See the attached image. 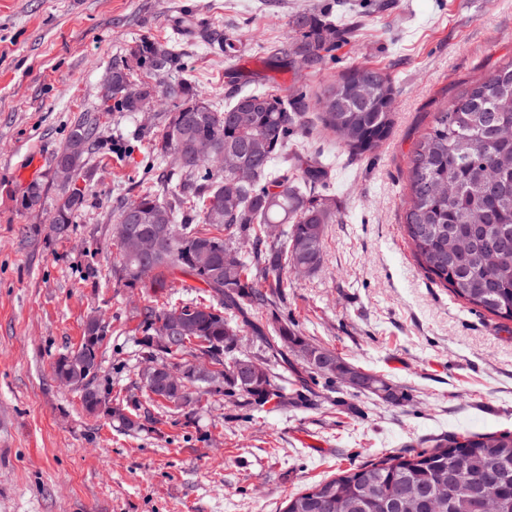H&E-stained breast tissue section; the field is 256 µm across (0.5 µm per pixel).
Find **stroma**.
Returning a JSON list of instances; mask_svg holds the SVG:
<instances>
[{"label":"stroma","instance_id":"35a3bbf8","mask_svg":"<svg viewBox=\"0 0 512 512\" xmlns=\"http://www.w3.org/2000/svg\"><path fill=\"white\" fill-rule=\"evenodd\" d=\"M322 11L351 29L326 62L282 54L302 38L293 15ZM146 39L178 48L163 76L136 64ZM510 60L512 0H0V512H282L290 495L383 454L512 431V322L428 279L400 224L408 160L433 112ZM362 63L390 75L393 125L352 157L314 102ZM116 64L131 83L157 86L150 111L103 99ZM184 82L219 108L253 89L288 103L306 95L297 143L327 165L337 221L320 268L289 275L262 315L380 376L404 402L306 374L297 353L287 368L309 390L295 405H248L220 380L196 384L201 405L180 411L147 398L138 312L154 294L113 277L112 227L121 205L161 185L152 132L173 107L166 89ZM90 117L99 142L73 182L85 205L59 234L54 158ZM34 181L43 199L21 209ZM93 316L106 327L94 383L137 409L140 429L87 413L55 377Z\"/></svg>","mask_w":512,"mask_h":512}]
</instances>
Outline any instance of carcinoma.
Returning a JSON list of instances; mask_svg holds the SVG:
<instances>
[{"label": "carcinoma", "mask_w": 512, "mask_h": 512, "mask_svg": "<svg viewBox=\"0 0 512 512\" xmlns=\"http://www.w3.org/2000/svg\"><path fill=\"white\" fill-rule=\"evenodd\" d=\"M295 24L303 40L294 53L310 66L321 63L345 38L349 28L304 14ZM140 67L154 76L169 70L177 58L174 46L144 40L134 50ZM114 100L126 112H142L153 106L156 87L130 84L125 68L112 67ZM168 95L180 102L166 112L154 137L152 163L171 159L170 177L177 179L174 199L147 192L121 208L113 227L120 242L129 229L144 235L164 232L151 255L120 251L112 274L129 288H150L164 294L180 288L193 295L206 288L211 300L194 299L158 307L153 303L139 310L144 338L142 359L151 373L142 374L149 396L157 393L160 373L172 369L178 382L164 387L162 402L183 409L201 403L187 385L224 379L226 395L242 396L263 407L298 403L303 395L288 388V376H275L266 364L247 354H235L236 345L226 337L249 328L265 335L259 316L269 304L268 291H281L290 270L310 274L320 267L325 227L336 223V199L317 190L325 172L320 159L300 149L292 150L293 137L306 108L300 97L294 111L266 91L245 92L217 112L184 83ZM393 95L390 77L365 65L353 66L317 98L319 120L336 134L352 155L373 151L391 129L389 103ZM254 109L237 115L243 105ZM512 61L497 66L489 75L471 81L451 103L435 112L431 125L415 144L409 159L408 196L403 228L419 267L434 282L448 288L454 297L474 309H482L512 322ZM206 138L213 154L200 157L193 141ZM98 126L87 121L70 132L54 163L69 164L75 174L85 166V155L98 142ZM247 167L252 181L241 183L234 168ZM44 194L43 184L31 183L20 205L30 209ZM84 196L58 203L55 232L67 231L75 214L84 207ZM198 208L200 228L189 221L178 223L184 206ZM252 256L242 255L245 244ZM235 262L224 261V253ZM255 311L254 319L240 326L234 312ZM178 317L174 335H156L163 319ZM270 346L283 363L288 353L299 352L310 372L349 387L378 394L386 382L378 376L344 362L334 352L306 343L281 324L273 328ZM101 321L86 322L80 346L55 363L56 378L80 386L91 395L85 410L96 412L102 390L93 385L98 351L104 339ZM198 350L210 366H180L169 359ZM256 376L240 378L244 368ZM464 458L472 478L496 482L491 494L492 512H512V432L464 433L435 441L420 451H410L371 460L359 467L315 483L288 498L284 512H416L414 497L420 489L434 491L432 505L421 512H478V499L485 495L480 483L468 495L448 490V471Z\"/></svg>", "instance_id": "cac0c4a2"}]
</instances>
